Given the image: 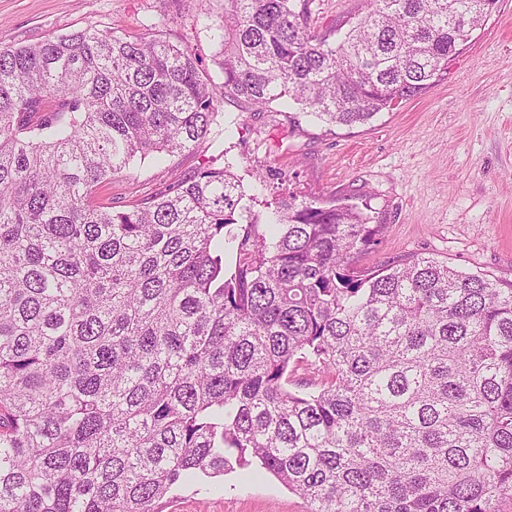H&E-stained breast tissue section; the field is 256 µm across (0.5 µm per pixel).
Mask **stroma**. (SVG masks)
<instances>
[{"label": "stroma", "instance_id": "35a3bbf8", "mask_svg": "<svg viewBox=\"0 0 512 512\" xmlns=\"http://www.w3.org/2000/svg\"><path fill=\"white\" fill-rule=\"evenodd\" d=\"M0 0V47L21 46L90 26L131 36L153 33L188 46L221 81L211 25L224 0ZM231 135L159 163L135 162L97 189L124 211L176 177L230 161L253 211L267 216L280 193L360 203L381 224L378 244L353 257L369 270L386 261L432 257L470 273L512 282V0H499L454 60L443 82L364 125L327 127L312 117L289 124L275 109L225 100ZM277 177L256 192L254 171ZM216 490L187 488L167 512H306L305 501L270 474L237 469Z\"/></svg>", "mask_w": 512, "mask_h": 512}]
</instances>
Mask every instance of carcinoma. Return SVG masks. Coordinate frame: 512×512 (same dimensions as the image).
Instances as JSON below:
<instances>
[{
	"label": "carcinoma",
	"mask_w": 512,
	"mask_h": 512,
	"mask_svg": "<svg viewBox=\"0 0 512 512\" xmlns=\"http://www.w3.org/2000/svg\"><path fill=\"white\" fill-rule=\"evenodd\" d=\"M497 3L363 0L320 32L310 0H224V97L368 123L445 79ZM199 62L91 27L0 48V512H164L252 466L308 512H503L512 283L355 268L366 203L282 197L262 230L228 160L93 204L235 124Z\"/></svg>",
	"instance_id": "obj_1"
}]
</instances>
